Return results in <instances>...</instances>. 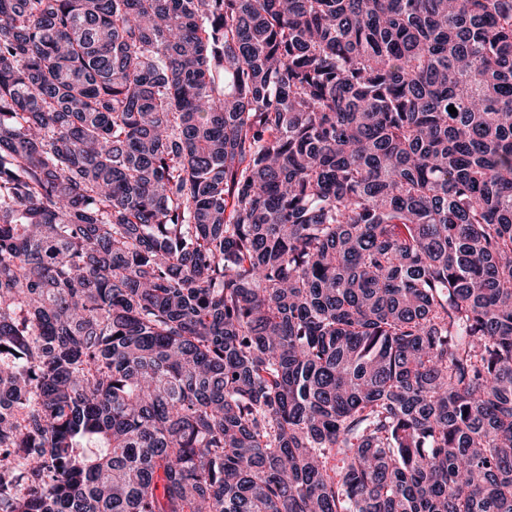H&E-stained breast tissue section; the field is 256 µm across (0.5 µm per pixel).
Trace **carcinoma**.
Masks as SVG:
<instances>
[{
	"instance_id": "obj_1",
	"label": "carcinoma",
	"mask_w": 512,
	"mask_h": 512,
	"mask_svg": "<svg viewBox=\"0 0 512 512\" xmlns=\"http://www.w3.org/2000/svg\"><path fill=\"white\" fill-rule=\"evenodd\" d=\"M0 512H512V0H0Z\"/></svg>"
}]
</instances>
